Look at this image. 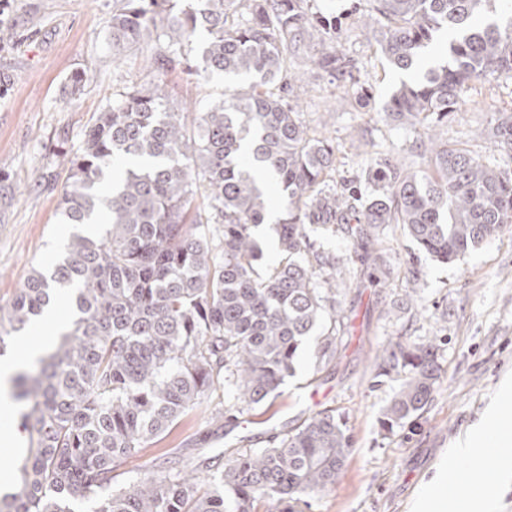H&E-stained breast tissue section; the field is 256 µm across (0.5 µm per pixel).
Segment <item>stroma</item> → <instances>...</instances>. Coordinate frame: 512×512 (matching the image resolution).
Here are the masks:
<instances>
[{
    "mask_svg": "<svg viewBox=\"0 0 512 512\" xmlns=\"http://www.w3.org/2000/svg\"><path fill=\"white\" fill-rule=\"evenodd\" d=\"M335 14L332 50L345 64L332 74L319 64L317 42L289 45L285 77L303 86L293 107L302 123L329 136L336 162L328 184L345 195L349 219L360 216L372 187L363 172L379 155L407 170L424 169L418 130L385 119L392 92L410 75L392 69L374 39L377 17L368 0H311ZM120 0H0V24L13 32L0 44V307H8L32 267L52 263L75 230L58 207L72 159L80 153L97 112L118 94L148 78L147 59L158 43L112 57L109 24ZM85 76L80 94L69 95L75 73ZM175 111L199 112L224 96L216 76L200 85L184 68L166 75ZM512 113V79L475 78L460 93L457 109L435 124L439 139L487 157L495 152L492 127L498 113ZM319 252H355L336 268L345 345L335 362L318 370L315 344L300 350L296 372L279 396L240 416L213 424L193 410L144 455L127 458L124 478L143 457L223 467L243 448L268 447L272 437L298 425L309 412L336 409L347 422L352 447L331 490L314 496L305 512H409L422 483L456 439L498 405L503 427L512 428V402L499 393L512 383V231L443 264L421 250L401 225L384 224L368 239L344 231L311 234ZM440 334L441 377L423 414L385 429L381 413L399 380L376 381L377 357L389 337L421 342Z\"/></svg>",
    "mask_w": 512,
    "mask_h": 512,
    "instance_id": "stroma-1",
    "label": "stroma"
}]
</instances>
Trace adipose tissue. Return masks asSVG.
Masks as SVG:
<instances>
[{"instance_id": "ef3b65f1", "label": "adipose tissue", "mask_w": 512, "mask_h": 512, "mask_svg": "<svg viewBox=\"0 0 512 512\" xmlns=\"http://www.w3.org/2000/svg\"><path fill=\"white\" fill-rule=\"evenodd\" d=\"M34 334L17 338L14 350L0 356V420L13 411L12 379L24 366L36 362L49 348L64 322L57 308L46 310L34 324ZM505 446L512 443V432L504 429L497 412H488L482 425L466 432L436 466L432 478L414 498L410 512H448L450 502L464 497L467 512H492L495 500L470 495L469 489L480 469L479 449L487 441Z\"/></svg>"}]
</instances>
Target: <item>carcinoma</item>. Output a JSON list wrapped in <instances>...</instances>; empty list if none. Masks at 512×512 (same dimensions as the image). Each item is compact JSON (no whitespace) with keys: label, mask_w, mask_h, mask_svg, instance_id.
Segmentation results:
<instances>
[{"label":"carcinoma","mask_w":512,"mask_h":512,"mask_svg":"<svg viewBox=\"0 0 512 512\" xmlns=\"http://www.w3.org/2000/svg\"><path fill=\"white\" fill-rule=\"evenodd\" d=\"M112 12V56L164 41L156 73L98 113L71 163L60 210L71 224L107 221L68 240L50 270L32 269L0 316V349L60 296L74 314L38 372L18 376L32 448L20 489L0 512H300L340 480L351 448L336 410L310 413L269 448L237 450L200 481L146 459L116 482L128 457L201 406L235 423L275 399L294 375L298 351L319 332L317 371L337 357L344 322L336 258L311 241L314 225L347 221L327 187L336 147L309 134L288 104V42L325 43L336 17L308 0H122ZM380 53L411 71L435 38L453 32L446 60L393 92L386 117L415 125L455 110L479 76L512 78V17L488 20L493 0H373ZM238 15L228 21L229 13ZM202 31L199 45L192 36ZM197 80L248 81L202 112L169 106L164 76L174 66ZM493 135L501 159L430 145L428 172H403L390 157L366 169L377 196L360 237L400 224L441 263L512 226V116ZM279 261L261 268L256 228L272 215ZM438 336L382 347L375 377L402 378L382 413L391 429L418 417L440 380ZM230 389L218 402L212 395Z\"/></svg>","instance_id":"cac0c4a2"}]
</instances>
